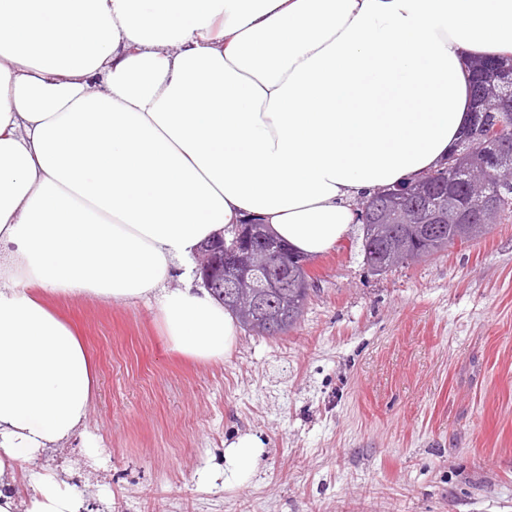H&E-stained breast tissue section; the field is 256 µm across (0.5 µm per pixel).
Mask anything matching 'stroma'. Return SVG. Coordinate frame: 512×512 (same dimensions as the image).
Segmentation results:
<instances>
[{"label":"stroma","mask_w":512,"mask_h":512,"mask_svg":"<svg viewBox=\"0 0 512 512\" xmlns=\"http://www.w3.org/2000/svg\"><path fill=\"white\" fill-rule=\"evenodd\" d=\"M361 242L311 257L293 329L239 330L217 362L174 352L155 304L47 297L97 377L85 438L37 472L92 512H512V219L382 275ZM246 432L240 483L224 448ZM224 449V460L230 473L239 482H245L254 472L258 462L256 448H261L257 437L251 433H245L235 441L227 443Z\"/></svg>","instance_id":"1"}]
</instances>
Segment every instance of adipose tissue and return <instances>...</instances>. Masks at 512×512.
<instances>
[{
    "label": "adipose tissue",
    "mask_w": 512,
    "mask_h": 512,
    "mask_svg": "<svg viewBox=\"0 0 512 512\" xmlns=\"http://www.w3.org/2000/svg\"><path fill=\"white\" fill-rule=\"evenodd\" d=\"M0 10V512H81L30 464L74 438L95 366L40 293L152 300L171 349L236 321L190 261L255 218L324 253L358 195L437 169L512 0H5ZM257 437L228 443L246 481Z\"/></svg>",
    "instance_id": "obj_1"
}]
</instances>
